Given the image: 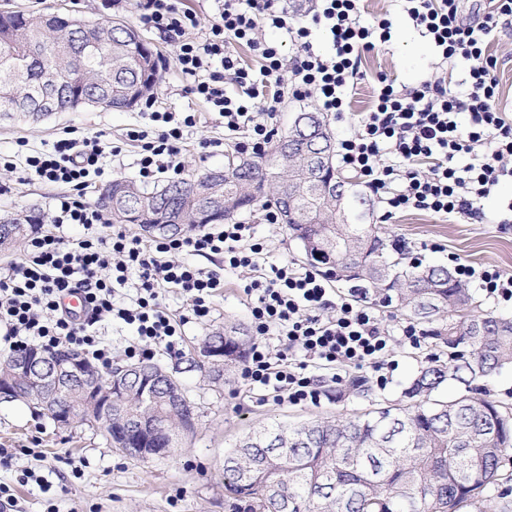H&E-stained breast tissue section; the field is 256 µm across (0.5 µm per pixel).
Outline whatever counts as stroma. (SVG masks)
<instances>
[{"label":"stroma","instance_id":"1","mask_svg":"<svg viewBox=\"0 0 512 512\" xmlns=\"http://www.w3.org/2000/svg\"><path fill=\"white\" fill-rule=\"evenodd\" d=\"M16 10L59 13L84 20H117L137 29L158 51L162 79L153 98L156 107L169 112H193L197 124L186 135L182 150L185 174L223 168L236 152L238 134L225 129L224 119L202 100L186 94L184 82L170 46L157 31L143 26L132 0H10ZM389 18L391 39L379 51L366 55L362 69L367 78L353 90L349 112L329 114L336 139L354 134L358 113L368 111L374 99L375 78L385 74L397 88L410 90L433 71L440 57L404 17L396 0H364L362 20L377 25ZM140 107L113 111L101 107L58 112L39 122H0V158H9L18 139L30 149H50L64 130L78 136H97L102 142L118 140L127 128L145 125ZM212 141L209 149L201 141ZM58 186L28 180L22 169L0 165V218L29 214L48 215ZM512 200V179L503 180L481 203L482 222L464 218L445 219L436 214L408 210L385 216L379 198H371L368 222L381 225L387 236L408 243L413 257L447 264L449 256L474 266L512 273V224H501L497 213L502 202ZM240 222L251 225L255 240L262 242L269 262L290 263L307 270L296 243L284 224H269L263 211L243 214ZM182 261L206 270L223 269L224 286L212 297L207 318L183 328L180 352L157 350L154 360L173 371L198 414L195 432L183 438L169 454L139 461L111 447L103 429L81 425L61 428L39 409L20 401L0 403V483L11 487L18 512H231L224 495V455L250 428L276 422H299L339 412L359 414L372 404L400 400L410 379L428 365L433 352L430 339L419 347L395 343V368L386 373L387 384L372 381L370 398H336L335 370L310 363L306 373L318 379L325 394L319 404H287L273 395L249 389L241 375L231 381L212 379L196 367L194 350L208 334L235 323L251 327V304L246 286L256 274L247 269H229L222 257L204 258L182 254ZM45 478V485L23 482L25 472Z\"/></svg>","mask_w":512,"mask_h":512}]
</instances>
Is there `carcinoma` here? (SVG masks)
Wrapping results in <instances>:
<instances>
[{
  "label": "carcinoma",
  "instance_id": "cac0c4a2",
  "mask_svg": "<svg viewBox=\"0 0 512 512\" xmlns=\"http://www.w3.org/2000/svg\"><path fill=\"white\" fill-rule=\"evenodd\" d=\"M158 53L135 30L110 22L47 14L0 13V121L41 111L45 97L61 111L75 94L122 110L153 95ZM314 113L301 112L263 156L169 181L152 191L117 179L96 205L114 224H163L179 237L222 224L257 206L278 211L307 263L368 305L421 322L438 353L405 389L409 402L360 416L316 417L247 434L224 456V493L243 512H512V480L502 474L512 453V406L473 395L474 385L512 365V319L481 309L442 265L405 262L409 251L378 224L362 223L352 192L337 204L323 195V143L307 134ZM37 216L0 223V251L27 236ZM230 327L206 338L215 378L232 375L249 343ZM460 390L437 394L450 382ZM349 377L336 400L368 396ZM126 406L149 412L169 431L194 420L192 402L165 409L130 387Z\"/></svg>",
  "mask_w": 512,
  "mask_h": 512
}]
</instances>
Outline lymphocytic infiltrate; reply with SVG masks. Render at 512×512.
I'll return each mask as SVG.
<instances>
[{"label": "lymphocytic infiltrate", "instance_id": "f902f5d3", "mask_svg": "<svg viewBox=\"0 0 512 512\" xmlns=\"http://www.w3.org/2000/svg\"><path fill=\"white\" fill-rule=\"evenodd\" d=\"M407 19L428 37L442 60L467 62L464 95L446 87L442 72H432L410 92L379 76L374 105L360 113L356 131L340 143L342 166L356 172L363 187L389 211L419 210L470 220L481 217L480 203L499 183L512 177L504 158L512 157V120L497 92L498 60L487 47L495 39L501 17H512V0H493L480 21L462 15L461 0H400ZM209 20L184 0H136L140 21L172 42L188 93L205 100L232 132L244 133L237 145L243 153L261 156L269 147L280 99H265L267 87L289 90L302 100L316 98L326 112L350 108L348 93L363 80L362 57L385 44L391 23L377 27L360 22V0H318L311 19L289 15L284 0H214ZM322 28L332 50L316 52L309 40L312 27ZM280 30L297 48L286 57L279 44L267 41V30ZM247 46L260 61L258 73L244 66L238 46ZM150 124L127 131L139 142L136 160L144 180L164 173L181 174L180 155L185 133L196 124L192 112L160 111L145 101ZM119 147L104 150L99 137L59 138L52 149L25 158V172L50 184L69 185L55 197L50 229L32 231L21 261L0 273V337L11 351L30 343L52 350L68 343L80 348L101 368L112 362L97 339L96 323L105 317L135 326L136 346L129 356H148L154 346L173 350L190 320L210 313L208 300L224 279L216 270L174 261V254L223 257L230 268L255 269L263 258L261 244L252 242L251 227L230 222L189 237L150 243L114 229L106 214L87 201L86 191L103 177L105 155H120ZM429 164L420 175L421 164ZM68 224L82 226V237L65 236ZM137 270L140 296L135 306L117 305L114 296L125 286L129 270ZM459 280L484 291L487 297L512 301V274L457 262ZM166 288L180 289L189 311L172 317L159 303ZM256 299L252 317L258 335L241 373L250 385L273 391L276 400L293 405L319 403L323 391L307 376L310 361L357 370L390 365L391 331L374 308L342 299L336 317L323 318L327 280L288 264H269L262 279L252 281ZM81 290L88 315L79 320L63 308L64 294ZM287 340L304 352L303 360L271 353L267 337Z\"/></svg>", "mask_w": 512, "mask_h": 512}]
</instances>
